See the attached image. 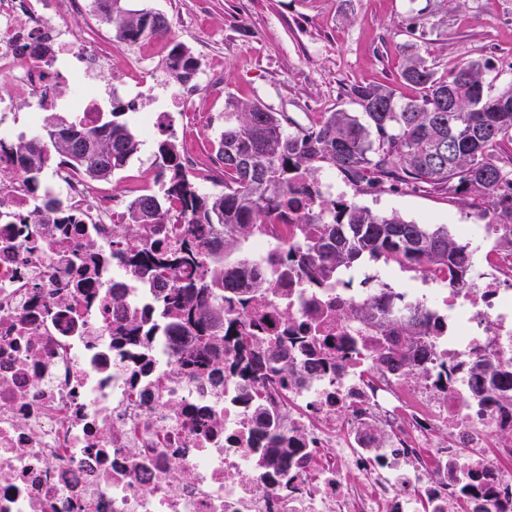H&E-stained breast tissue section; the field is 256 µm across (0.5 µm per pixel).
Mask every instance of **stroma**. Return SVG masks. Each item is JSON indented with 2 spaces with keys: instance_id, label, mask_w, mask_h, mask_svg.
<instances>
[{
  "instance_id": "1",
  "label": "stroma",
  "mask_w": 512,
  "mask_h": 512,
  "mask_svg": "<svg viewBox=\"0 0 512 512\" xmlns=\"http://www.w3.org/2000/svg\"><path fill=\"white\" fill-rule=\"evenodd\" d=\"M163 14L175 41L224 68L219 83L205 84L186 111L176 116V142L191 148L201 165L215 159L224 101L234 96L260 100L299 124L325 113L356 111L348 95L356 83L384 84L398 98L417 97L416 87L400 76L410 52L428 58L439 73L461 60L488 61L503 77L512 76V0H469L466 9L439 11L423 36L406 31L425 0H131ZM101 47L112 59V81L133 84L132 56H152L145 81L166 69L152 40L129 46L115 35ZM336 194L373 210L395 212L423 224L455 229L481 222L480 200L461 201L434 191L359 190L344 177Z\"/></svg>"
}]
</instances>
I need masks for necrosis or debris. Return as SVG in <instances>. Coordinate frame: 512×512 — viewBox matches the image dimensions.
<instances>
[{"label": "necrosis or debris", "mask_w": 512, "mask_h": 512, "mask_svg": "<svg viewBox=\"0 0 512 512\" xmlns=\"http://www.w3.org/2000/svg\"><path fill=\"white\" fill-rule=\"evenodd\" d=\"M89 9L90 0H0V78L32 104L20 124L0 105V143L42 129L58 106L49 76L61 69L72 72L68 110L95 124L102 101L88 75L107 71V57L96 41L66 43L59 21ZM18 14L29 28L15 26ZM49 42L62 45L52 60L36 52ZM212 75L203 63L167 75L171 104L140 113L142 132L168 128L171 105ZM0 199V512H512V405L473 389L485 363L512 369V249L491 224L464 227L490 243L465 287L424 270L402 289L403 306L431 322L398 369L376 363L378 328L353 313L391 275L356 269L329 288L256 297L266 336H280L287 313L294 326L317 323L336 361L333 374L312 372L285 344L296 378L283 386L242 376L229 346L223 375L178 364L157 281L112 254L131 202L123 192L59 165L32 182L0 151ZM51 201L75 218L71 232L38 223ZM80 253L96 257L87 289L71 265ZM130 316L152 321L147 345L114 343ZM408 368L427 380L410 385ZM278 433L301 451L281 476L256 456Z\"/></svg>", "instance_id": "4bbe7bcc"}]
</instances>
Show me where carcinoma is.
Wrapping results in <instances>:
<instances>
[{"mask_svg":"<svg viewBox=\"0 0 512 512\" xmlns=\"http://www.w3.org/2000/svg\"><path fill=\"white\" fill-rule=\"evenodd\" d=\"M95 2L98 15L125 44L169 30L168 20L151 9H129L126 0ZM432 17L430 6L419 9L409 32L426 30ZM169 67L178 77L192 71L194 60L183 45L173 46ZM401 77L420 90L418 97L400 101L388 86L354 84L348 94L361 111L327 112L306 127L292 126L288 115L260 102L227 98L217 140L216 154L224 166V190L218 193L201 192L186 174L172 136L161 142L156 157L160 192L134 199L128 222L115 230L113 255L135 273L166 282L158 308L177 328L194 365L204 370L223 365L224 345L231 343L247 353L236 363L244 375L289 378L279 345L291 340L317 347V325H309L303 336L272 341L263 335L262 320H245L243 310L255 294L288 283L290 274L313 287L324 286L344 269L373 261L446 268L453 280H466L473 251L446 224H420L343 198L310 195L303 203L290 197L300 179L316 187L325 168L357 187L478 196L492 205L512 245V156L506 155V145L512 144V80L496 87L498 75L481 59L465 60L440 75L418 53L408 56ZM123 115L114 105L111 118L88 126L57 114L45 126V136L10 151L20 158L24 174L42 169L54 151L81 176L107 181L127 167L140 146ZM174 199L182 205L185 226L169 240L157 232L158 225L167 223ZM274 224L296 225L301 240L290 245L285 239L276 246L270 271L241 270L254 265L251 239ZM356 313L380 317L384 342L375 360L390 367L399 364L398 344L426 334L428 327L418 309L397 312L386 292ZM148 332L134 319L115 342L145 338ZM489 387L505 391V400L512 403V392H507L511 371L482 372L477 390ZM296 452L288 438L279 437L263 449L259 461L281 471Z\"/></svg>","mask_w":512,"mask_h":512,"instance_id":"obj_1","label":"carcinoma"}]
</instances>
